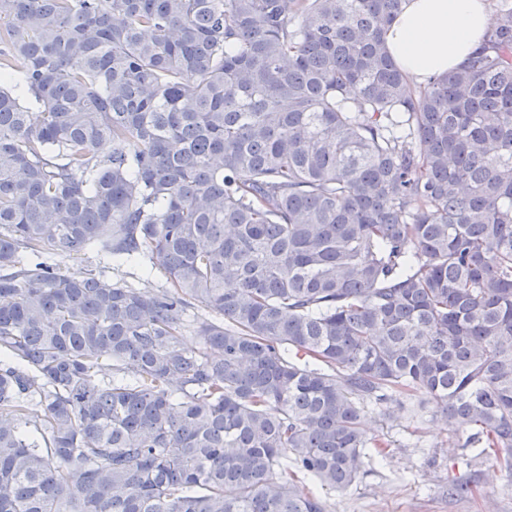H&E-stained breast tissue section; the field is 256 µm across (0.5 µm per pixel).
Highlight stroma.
<instances>
[{
    "label": "stroma",
    "mask_w": 512,
    "mask_h": 512,
    "mask_svg": "<svg viewBox=\"0 0 512 512\" xmlns=\"http://www.w3.org/2000/svg\"><path fill=\"white\" fill-rule=\"evenodd\" d=\"M61 272L83 274L109 266L113 278L144 291H158L166 279L151 259L108 264L98 250L49 258ZM367 438H386L385 457L367 460L359 478L342 491L328 493L330 512H512V476L495 455L463 447L434 402L394 397L368 411ZM468 483L471 494L452 496L449 477Z\"/></svg>",
    "instance_id": "obj_1"
}]
</instances>
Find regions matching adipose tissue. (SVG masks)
I'll return each instance as SVG.
<instances>
[{
	"instance_id": "ef3b65f1",
	"label": "adipose tissue",
	"mask_w": 512,
	"mask_h": 512,
	"mask_svg": "<svg viewBox=\"0 0 512 512\" xmlns=\"http://www.w3.org/2000/svg\"><path fill=\"white\" fill-rule=\"evenodd\" d=\"M490 0H402L384 40L411 86L460 68L484 40Z\"/></svg>"
}]
</instances>
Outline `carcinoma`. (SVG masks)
<instances>
[{
  "mask_svg": "<svg viewBox=\"0 0 512 512\" xmlns=\"http://www.w3.org/2000/svg\"><path fill=\"white\" fill-rule=\"evenodd\" d=\"M401 3L0 0V512H329L397 394L512 472V0L419 89ZM49 262L62 273L78 275L90 270H98L106 265L111 268L109 274L112 275V279L126 280L142 291L156 292L167 285L159 266L153 265L156 260H151L149 257L138 264H117L107 260L97 249H92L77 256L55 253L50 256Z\"/></svg>",
  "mask_w": 512,
  "mask_h": 512,
  "instance_id": "cac0c4a2",
  "label": "carcinoma"
}]
</instances>
